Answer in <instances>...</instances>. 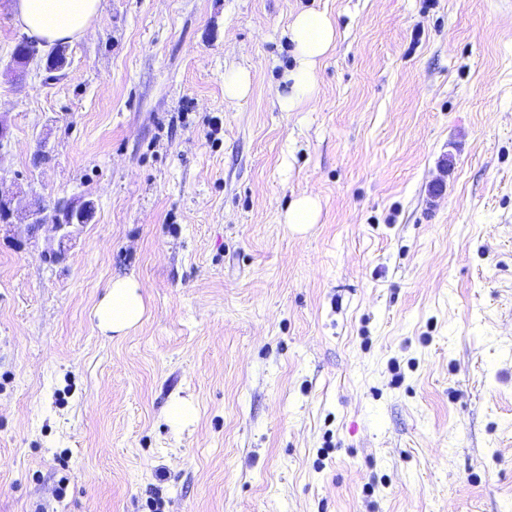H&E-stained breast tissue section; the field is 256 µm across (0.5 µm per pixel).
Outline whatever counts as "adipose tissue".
Here are the masks:
<instances>
[{
    "label": "adipose tissue",
    "instance_id": "1",
    "mask_svg": "<svg viewBox=\"0 0 512 512\" xmlns=\"http://www.w3.org/2000/svg\"><path fill=\"white\" fill-rule=\"evenodd\" d=\"M101 0H16V19L32 38L48 43L81 36L97 16ZM298 65L292 72L290 90L278 96L282 111L293 112L316 93V69L334 45L335 25L323 12L298 13L289 26ZM145 313L140 283L131 277L113 280L95 308L101 331L124 334L134 329Z\"/></svg>",
    "mask_w": 512,
    "mask_h": 512
}]
</instances>
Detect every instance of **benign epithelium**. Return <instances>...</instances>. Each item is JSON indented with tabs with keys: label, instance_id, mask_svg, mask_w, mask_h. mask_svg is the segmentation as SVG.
<instances>
[{
	"label": "benign epithelium",
	"instance_id": "7a95c632",
	"mask_svg": "<svg viewBox=\"0 0 512 512\" xmlns=\"http://www.w3.org/2000/svg\"><path fill=\"white\" fill-rule=\"evenodd\" d=\"M6 182V177L0 175V210L5 214L4 219L0 220V225L15 228L28 243L35 242L43 228H50L57 236L58 249L49 254V257L56 261L64 260L78 227L93 220L94 203L80 198H59L56 200L59 217L49 222L45 218L44 204L36 196L25 209L16 208L15 194L6 188Z\"/></svg>",
	"mask_w": 512,
	"mask_h": 512
}]
</instances>
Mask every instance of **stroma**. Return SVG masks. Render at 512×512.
Segmentation results:
<instances>
[{"label":"stroma","mask_w":512,"mask_h":512,"mask_svg":"<svg viewBox=\"0 0 512 512\" xmlns=\"http://www.w3.org/2000/svg\"><path fill=\"white\" fill-rule=\"evenodd\" d=\"M24 36L0 0V174L96 214L0 235V512H512V0H102L11 82ZM298 65L288 80V94H278L277 102L283 112H295L316 93V69L334 45L335 25L324 12L298 13L289 25ZM249 80L247 73L234 71L224 75V96L229 100H237L247 95ZM320 211L319 199L311 194L298 197L286 215V224L293 230H303L316 224ZM141 288V284L132 277L112 281L107 295L94 311L101 331L125 334L140 323L145 313Z\"/></svg>","instance_id":"obj_1"}]
</instances>
